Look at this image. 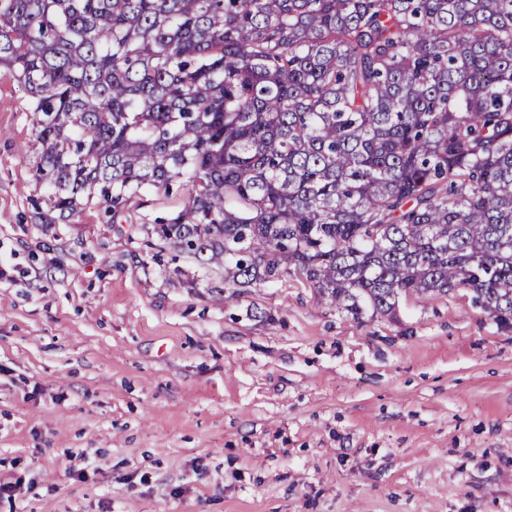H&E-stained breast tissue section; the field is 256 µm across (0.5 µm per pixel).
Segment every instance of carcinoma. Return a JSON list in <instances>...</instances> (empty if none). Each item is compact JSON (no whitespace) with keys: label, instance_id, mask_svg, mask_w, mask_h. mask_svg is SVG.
Wrapping results in <instances>:
<instances>
[{"label":"carcinoma","instance_id":"1","mask_svg":"<svg viewBox=\"0 0 512 512\" xmlns=\"http://www.w3.org/2000/svg\"><path fill=\"white\" fill-rule=\"evenodd\" d=\"M0 75L60 219L176 186L147 231L227 299L462 289L512 330V0H0Z\"/></svg>","mask_w":512,"mask_h":512}]
</instances>
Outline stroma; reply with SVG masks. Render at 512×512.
Here are the masks:
<instances>
[{
  "instance_id": "stroma-1",
  "label": "stroma",
  "mask_w": 512,
  "mask_h": 512,
  "mask_svg": "<svg viewBox=\"0 0 512 512\" xmlns=\"http://www.w3.org/2000/svg\"><path fill=\"white\" fill-rule=\"evenodd\" d=\"M39 153L0 76V512H512V332L465 292L231 301L154 258L180 191L57 220Z\"/></svg>"
}]
</instances>
